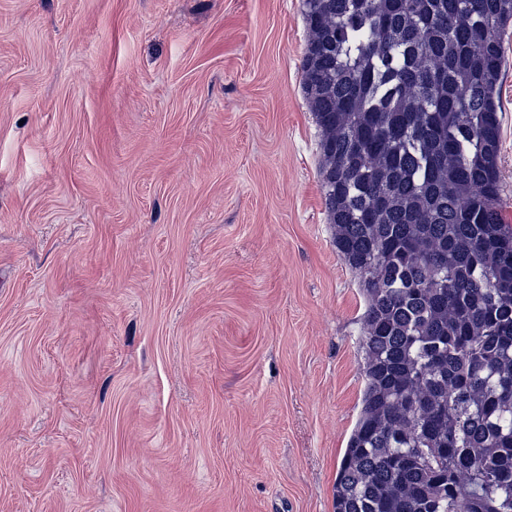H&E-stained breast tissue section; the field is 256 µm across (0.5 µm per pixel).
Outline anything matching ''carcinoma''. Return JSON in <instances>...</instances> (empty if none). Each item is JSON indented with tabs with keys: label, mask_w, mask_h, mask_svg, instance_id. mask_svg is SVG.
Returning a JSON list of instances; mask_svg holds the SVG:
<instances>
[{
	"label": "carcinoma",
	"mask_w": 512,
	"mask_h": 512,
	"mask_svg": "<svg viewBox=\"0 0 512 512\" xmlns=\"http://www.w3.org/2000/svg\"><path fill=\"white\" fill-rule=\"evenodd\" d=\"M336 250L365 291L334 512H512V0H304ZM503 41L508 63L501 86L502 125L499 160L501 181L499 194L505 221L507 224H512V27L509 28Z\"/></svg>",
	"instance_id": "1"
}]
</instances>
